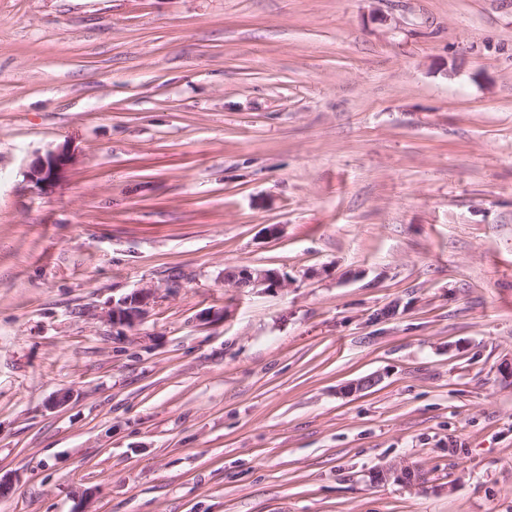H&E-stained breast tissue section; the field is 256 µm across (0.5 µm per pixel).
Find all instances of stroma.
Masks as SVG:
<instances>
[{
  "instance_id": "35a3bbf8",
  "label": "stroma",
  "mask_w": 512,
  "mask_h": 512,
  "mask_svg": "<svg viewBox=\"0 0 512 512\" xmlns=\"http://www.w3.org/2000/svg\"><path fill=\"white\" fill-rule=\"evenodd\" d=\"M0 475V512H512V0H0ZM76 162L74 150L66 144L37 157L29 170V177L35 184L51 187L71 171ZM242 274V284H236L239 288L243 283L254 286V288L265 287L269 290H277L285 286V278L277 271L255 270L250 268H242L239 270ZM155 291L152 288H141L122 297L105 311V317L112 328H133L141 322L147 308L153 302Z\"/></svg>"
}]
</instances>
